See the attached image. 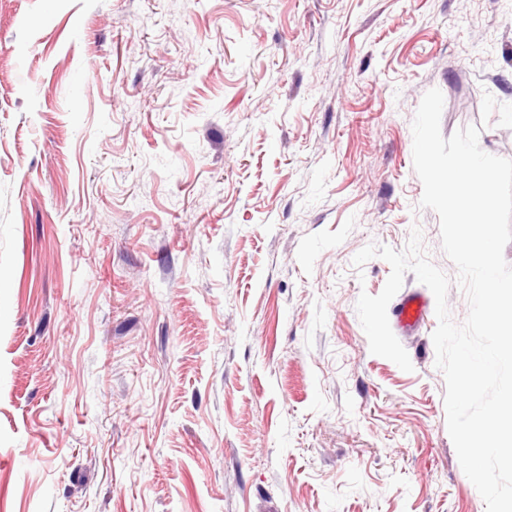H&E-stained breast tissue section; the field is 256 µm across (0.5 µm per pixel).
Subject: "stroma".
I'll return each instance as SVG.
<instances>
[{"label":"stroma","mask_w":512,"mask_h":512,"mask_svg":"<svg viewBox=\"0 0 512 512\" xmlns=\"http://www.w3.org/2000/svg\"><path fill=\"white\" fill-rule=\"evenodd\" d=\"M433 88L512 159V0H0V512H486L356 312Z\"/></svg>","instance_id":"stroma-1"}]
</instances>
